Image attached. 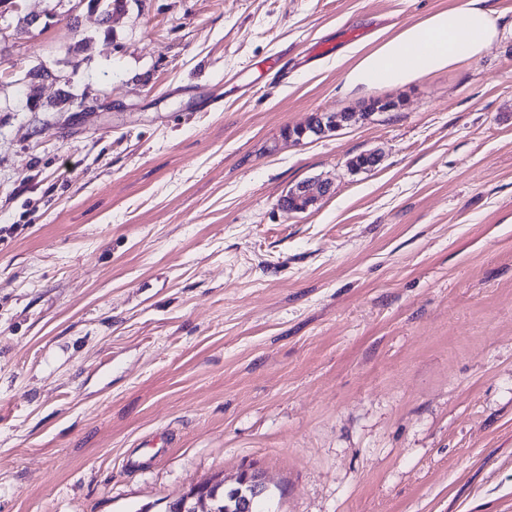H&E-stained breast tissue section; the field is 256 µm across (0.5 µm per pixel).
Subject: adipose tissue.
<instances>
[{
  "mask_svg": "<svg viewBox=\"0 0 512 512\" xmlns=\"http://www.w3.org/2000/svg\"><path fill=\"white\" fill-rule=\"evenodd\" d=\"M492 11L484 0H459L354 51L345 74L353 91L405 86L436 71L477 60L496 40Z\"/></svg>",
  "mask_w": 512,
  "mask_h": 512,
  "instance_id": "obj_1",
  "label": "adipose tissue"
}]
</instances>
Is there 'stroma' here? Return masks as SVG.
I'll list each match as a JSON object with an SVG mask.
<instances>
[{
	"label": "stroma",
	"mask_w": 512,
	"mask_h": 512,
	"mask_svg": "<svg viewBox=\"0 0 512 512\" xmlns=\"http://www.w3.org/2000/svg\"><path fill=\"white\" fill-rule=\"evenodd\" d=\"M457 2L127 0L105 25L13 0L0 512H164L248 468L278 512H512V0L477 61L344 89L361 43ZM331 182L319 178L309 179L292 190V196L299 206L295 212H306L314 207L331 189ZM305 202V204H304Z\"/></svg>",
	"instance_id": "obj_1"
}]
</instances>
